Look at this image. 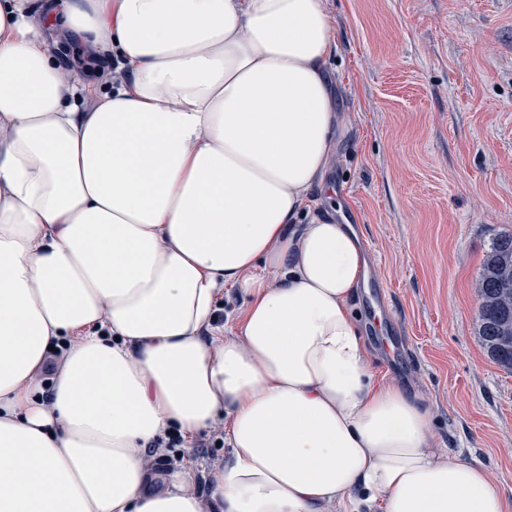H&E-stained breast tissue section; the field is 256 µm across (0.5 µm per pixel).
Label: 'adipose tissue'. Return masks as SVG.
I'll return each mask as SVG.
<instances>
[{"label": "adipose tissue", "mask_w": 512, "mask_h": 512, "mask_svg": "<svg viewBox=\"0 0 512 512\" xmlns=\"http://www.w3.org/2000/svg\"><path fill=\"white\" fill-rule=\"evenodd\" d=\"M335 48L327 0H0V512H512L371 374L364 252L309 197ZM222 419L202 490L149 469ZM220 305H224V319L220 322H224L225 334L229 336L231 329L234 327V321L238 314L241 312L244 306V299L234 288H228L224 290V296L220 300Z\"/></svg>", "instance_id": "ef3b65f1"}]
</instances>
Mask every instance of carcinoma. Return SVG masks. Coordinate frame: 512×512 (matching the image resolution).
Returning a JSON list of instances; mask_svg holds the SVG:
<instances>
[{
	"mask_svg": "<svg viewBox=\"0 0 512 512\" xmlns=\"http://www.w3.org/2000/svg\"><path fill=\"white\" fill-rule=\"evenodd\" d=\"M479 337L497 364L512 369V233L494 239L481 264Z\"/></svg>",
	"mask_w": 512,
	"mask_h": 512,
	"instance_id": "obj_1",
	"label": "carcinoma"
}]
</instances>
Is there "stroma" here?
Returning a JSON list of instances; mask_svg holds the SVG:
<instances>
[{"label":"stroma","mask_w":512,"mask_h":512,"mask_svg":"<svg viewBox=\"0 0 512 512\" xmlns=\"http://www.w3.org/2000/svg\"><path fill=\"white\" fill-rule=\"evenodd\" d=\"M329 14L337 194L312 196L365 252L351 306L371 370L422 400L439 454L482 464L512 503V371L477 327L480 264L512 232V0H329Z\"/></svg>","instance_id":"obj_1"}]
</instances>
